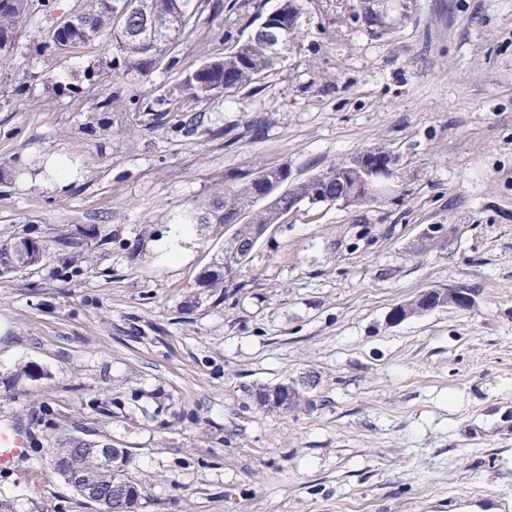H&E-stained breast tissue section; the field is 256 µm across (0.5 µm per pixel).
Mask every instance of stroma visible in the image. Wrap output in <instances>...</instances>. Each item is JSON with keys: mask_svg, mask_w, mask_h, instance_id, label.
Here are the masks:
<instances>
[{"mask_svg": "<svg viewBox=\"0 0 512 512\" xmlns=\"http://www.w3.org/2000/svg\"><path fill=\"white\" fill-rule=\"evenodd\" d=\"M29 4L0 51V244L48 257L0 276V427L28 437L9 512H97L50 464L68 438L131 451L138 512H512V0H392L380 39L358 0H298L287 60L209 100L186 77L277 0H192L146 77L104 40L41 51L87 0ZM367 150L396 160L378 198L291 212L233 291L201 284L223 236L160 249L233 176ZM457 286L469 309L389 323ZM282 382L298 405L259 406Z\"/></svg>", "mask_w": 512, "mask_h": 512, "instance_id": "obj_1", "label": "stroma"}]
</instances>
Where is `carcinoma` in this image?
I'll list each match as a JSON object with an SVG mask.
<instances>
[{
  "label": "carcinoma",
  "mask_w": 512,
  "mask_h": 512,
  "mask_svg": "<svg viewBox=\"0 0 512 512\" xmlns=\"http://www.w3.org/2000/svg\"><path fill=\"white\" fill-rule=\"evenodd\" d=\"M9 5L0 12V50L12 44L15 30L27 20V0H8ZM130 5L126 26L129 34L125 35L114 26V12L102 6V0H89L88 6L76 22L65 31L66 39L76 45L89 43L102 36L112 38L113 48L119 53L124 67L144 76L155 65V57L167 50L168 43L180 36L186 26V17L191 0H123ZM150 21L164 32L165 38L157 39L155 30L143 27L144 21ZM392 23L388 21V12L381 8L376 12L375 25L369 28V33L382 37L390 33ZM278 62L272 58L269 46L258 35H250L239 44V50L230 52L221 58L203 63L196 69L193 78L185 81L187 94L194 99H207L213 96L214 89L224 84L228 77L237 87L257 82V76L275 69ZM391 155L385 151L368 152L348 162L340 163L320 173V176L330 182V193L341 196L351 187L348 180L349 168L362 164L378 169V172L389 171ZM277 180V189L283 191L282 199L288 200V182L290 172L288 167L281 166L272 171L263 168L244 176L237 186L224 187V193L212 197L205 203L192 207L182 215L184 224L197 223V215L204 212H214L210 226L216 229L224 228L227 219L245 214L252 215L249 223L238 225L235 239L240 241L239 251L234 268L226 271L224 264H219L217 278L224 280V290L237 287L234 278L238 269L247 262L249 255L244 252L248 245L253 225L277 224L283 214V204L279 203L264 209L253 210L256 206L255 194L258 184L263 180ZM46 258V247L38 240L29 236H19L13 241L0 245V275L15 273L35 266ZM54 453L63 457L74 455L89 472L97 475L98 486L112 496L110 507H120L122 512H131L138 504L115 489L121 484L124 475V463L114 465L110 474L100 471L97 457L79 450V446L65 442L54 449Z\"/></svg>",
  "instance_id": "1"
}]
</instances>
